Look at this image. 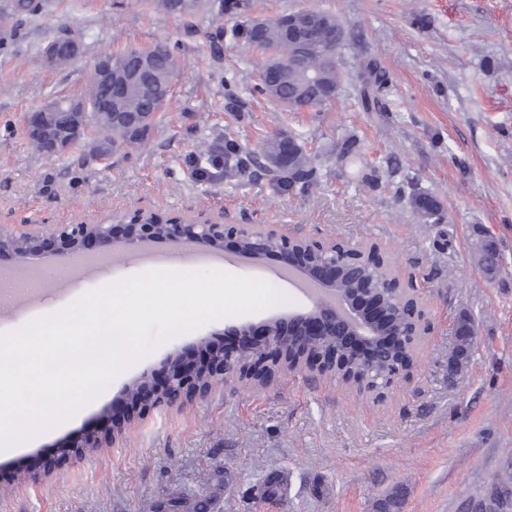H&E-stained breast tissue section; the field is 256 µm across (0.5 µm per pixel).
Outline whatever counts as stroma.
Returning <instances> with one entry per match:
<instances>
[{
	"label": "stroma",
	"instance_id": "1",
	"mask_svg": "<svg viewBox=\"0 0 512 512\" xmlns=\"http://www.w3.org/2000/svg\"><path fill=\"white\" fill-rule=\"evenodd\" d=\"M16 19L0 50V225L93 223L119 211L153 210L187 220L262 224L285 234L381 243L397 272L414 277L434 323L412 381L375 405L335 382L286 374L265 388L218 393L193 406L150 412L115 447L88 460L60 462L49 480H12L22 461L42 459L67 439L122 419L126 384L160 373L175 348L205 336L223 346L226 316L175 336L119 373L70 418L0 455V512H168L170 498L224 471L220 512H378L398 492L400 512H475L491 486L512 490V0H253L251 17L299 9L336 15L348 33L339 50L347 79L321 111L285 112L254 92L256 57L224 37L238 17L203 11L192 18L150 10L145 0H41ZM83 43L79 58L47 65L42 48L60 27ZM176 45L181 70L163 123L145 147L108 163H82L81 148L57 156L23 133L27 112L76 97L94 60L119 47ZM389 71L386 112H364L355 75L363 58ZM235 107H228L225 88ZM295 135L316 161L305 192L276 193L265 172H200L201 148L224 152L232 135L254 155L277 133ZM358 155L340 158L349 134ZM366 165L378 187H363ZM441 202L421 221L411 189ZM490 231L504 268L486 280L472 252L475 230ZM163 261L193 269L271 279L268 268L235 257L192 261V249L150 245ZM140 253L101 259L78 279H46L20 309L0 310V332L73 304L74 293L144 272ZM477 334L457 369L461 316ZM287 488L269 503V480Z\"/></svg>",
	"mask_w": 512,
	"mask_h": 512
}]
</instances>
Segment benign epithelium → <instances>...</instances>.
Returning a JSON list of instances; mask_svg holds the SVG:
<instances>
[{
	"instance_id": "obj_1",
	"label": "benign epithelium",
	"mask_w": 512,
	"mask_h": 512,
	"mask_svg": "<svg viewBox=\"0 0 512 512\" xmlns=\"http://www.w3.org/2000/svg\"><path fill=\"white\" fill-rule=\"evenodd\" d=\"M302 54L320 50L317 33L288 24ZM81 54L78 44L49 41L44 55L66 64ZM100 79L112 86V123L134 133L155 113L122 109L133 82L146 72L130 74L105 53L95 61ZM72 121L57 124L50 116L61 105L50 100L25 118V132L40 144L43 154L66 152L73 140L86 132L83 116L90 111L82 98L66 100ZM156 242H171L200 251L231 248L252 265L276 257L288 270L320 290L303 311L275 314L259 324L249 321L227 327L235 340L215 347L206 337L191 347L172 351L162 377L144 373L125 386L128 405L126 425L81 433L56 450V457L82 461L102 448L126 438V430L149 408H185L217 391L234 392L243 386L265 387L287 373L334 381L372 400L384 402L409 381L417 352L429 334V311L418 289L393 274L381 248L351 247L311 236L285 235L261 224H157L136 211L130 217L106 219L95 224H57L35 229L27 224L0 226V259L18 268L33 259L82 256L94 245L101 250L126 252ZM56 457L47 459L43 478L53 476Z\"/></svg>"
}]
</instances>
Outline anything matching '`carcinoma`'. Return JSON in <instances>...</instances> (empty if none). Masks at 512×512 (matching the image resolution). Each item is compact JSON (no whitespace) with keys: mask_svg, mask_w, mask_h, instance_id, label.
Returning <instances> with one entry per match:
<instances>
[{"mask_svg":"<svg viewBox=\"0 0 512 512\" xmlns=\"http://www.w3.org/2000/svg\"><path fill=\"white\" fill-rule=\"evenodd\" d=\"M209 10H217L227 15H242L252 8L251 0H210L206 5ZM41 9L40 0H11L0 12V26L7 28L13 21L23 15H33ZM282 19H290L297 25L310 27L318 22L324 23L327 33L328 53L312 54L303 68L299 69L292 63L294 47L285 36V29L280 23ZM237 40L259 52L256 62L258 83L254 90L268 101L275 103L289 112L323 107L332 102L324 94L326 89L342 87L347 79L340 67L336 48L342 45L346 32L336 15L318 10L301 9L284 13L276 19L249 20L240 28L231 31ZM166 40H158L148 49L124 48L112 52V58L124 66H133L137 60L144 58L152 67L151 80L133 93L126 101L130 112H162L171 93L172 83L180 70V62L176 52ZM272 70L275 80L269 84L263 75ZM362 79L359 90V102L365 112H387L389 104L387 90L391 79L386 69L377 62L368 60L360 73ZM87 96L93 111L86 117L91 130L97 133V139L104 140L112 146L116 153L122 148L141 146L147 136L134 138L120 128L112 125V91L109 84L100 80L94 70H89L86 79ZM294 143L291 154V167L271 168L273 187L281 192H290L296 187L307 188L318 180L317 167L302 147L295 143V138L288 137ZM224 151L227 158L235 160L234 164H225V170L240 175L247 172V160L242 157L244 150L232 138L224 139ZM411 205L421 217L433 216L441 210L437 198L428 193L415 192L411 195ZM472 334L470 318L464 316L457 327L456 360L466 355ZM224 494L223 470H213L206 479V488L202 492L181 495L174 499L171 507L173 512H213L215 502ZM480 512H512V492L499 487L493 488L486 501L479 502Z\"/></svg>","mask_w":512,"mask_h":512,"instance_id":"carcinoma-1","label":"carcinoma"}]
</instances>
